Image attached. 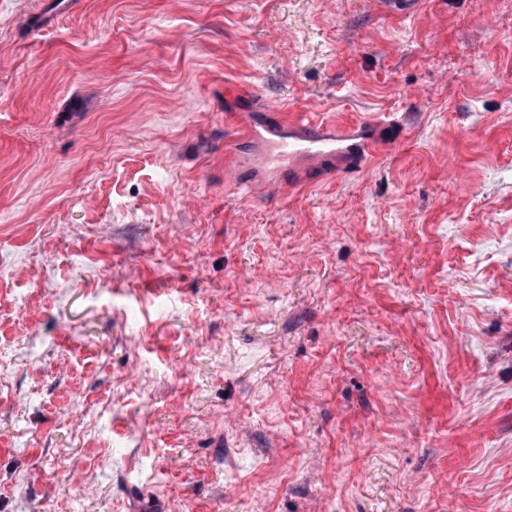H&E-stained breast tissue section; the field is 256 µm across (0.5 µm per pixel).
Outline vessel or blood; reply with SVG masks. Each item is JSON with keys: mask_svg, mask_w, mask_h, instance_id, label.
Listing matches in <instances>:
<instances>
[{"mask_svg": "<svg viewBox=\"0 0 512 512\" xmlns=\"http://www.w3.org/2000/svg\"><path fill=\"white\" fill-rule=\"evenodd\" d=\"M267 123H247L237 144H251L255 153L236 152L235 164L226 168L224 181L242 188L244 198L277 190L315 184L317 178L360 171L363 159L373 155L384 119L361 126L338 127L303 115L287 116L271 110Z\"/></svg>", "mask_w": 512, "mask_h": 512, "instance_id": "1", "label": "vessel or blood"}]
</instances>
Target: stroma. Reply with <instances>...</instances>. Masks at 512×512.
<instances>
[{"instance_id": "35a3bbf8", "label": "stroma", "mask_w": 512, "mask_h": 512, "mask_svg": "<svg viewBox=\"0 0 512 512\" xmlns=\"http://www.w3.org/2000/svg\"><path fill=\"white\" fill-rule=\"evenodd\" d=\"M0 0V512H512V0ZM281 106L399 117L237 199Z\"/></svg>"}]
</instances>
